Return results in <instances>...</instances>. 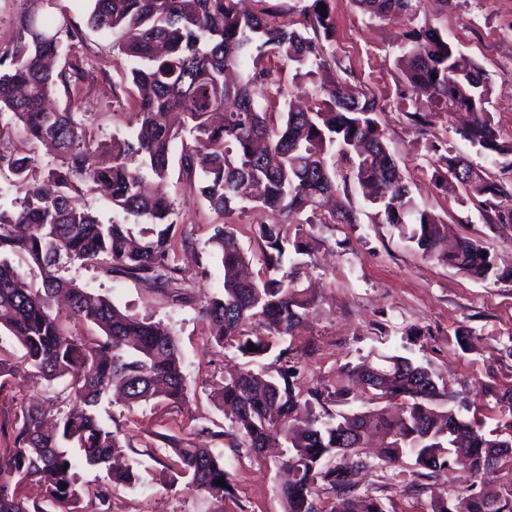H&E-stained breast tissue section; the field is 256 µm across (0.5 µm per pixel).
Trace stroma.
<instances>
[{
	"label": "stroma",
	"instance_id": "1",
	"mask_svg": "<svg viewBox=\"0 0 512 512\" xmlns=\"http://www.w3.org/2000/svg\"><path fill=\"white\" fill-rule=\"evenodd\" d=\"M330 7L336 58L364 87L385 97L387 109L378 120L417 204L447 223L449 236L475 238L500 266L512 267V227L491 222L474 207L460 206L457 191L436 186L426 138H439L490 172L495 169L491 158L455 134L458 117L441 114L423 135L399 107L402 86L394 60L407 22L370 17L354 0H331ZM41 8L56 20L83 28L85 34L65 59L83 69L82 88L71 96L57 91L53 105L83 114L96 140L108 142L126 134L136 91L126 78L118 38L89 28L87 13L77 0H43ZM420 17L439 27L488 72L497 129L502 141L512 142V0H458L449 7L439 0H424ZM165 192L176 210V233H190L194 240L193 250L179 256L188 278L182 300L96 265L68 271L80 286L105 295L121 310L175 331L189 385L186 400L175 406L129 408L102 398L97 416L128 432L126 454L141 482L133 488L110 487L100 512H284L285 474L276 452L256 457L247 448L231 447L225 437L233 426L211 394L228 373L243 367L245 359L235 347L214 346L199 313L221 280V267L208 243L214 224L235 225L241 249L255 263L262 244L250 227L272 223L274 216L251 207L218 216L207 201L188 191L175 165ZM350 202L357 223L307 227L314 244L307 262L316 303L295 337L282 341L294 351L299 384L335 390L345 364L392 352L429 365L449 393L485 409L488 426H495L498 412L489 391L512 388V280L478 281L426 259L397 228L374 223L373 210L359 189H351ZM412 327L421 328V335H409ZM459 329L472 330L470 350L458 346ZM0 357L15 367L12 376L0 379V425L13 422L33 403L51 412L62 409L57 397L61 382L50 383L34 374L24 363L20 346L3 330ZM202 426L207 429L203 435L198 432ZM170 439L200 441L221 455L231 474V495L218 501L185 481H173L162 465ZM356 480L361 490L381 498L387 512L429 508L428 481L409 468L376 459Z\"/></svg>",
	"mask_w": 512,
	"mask_h": 512
}]
</instances>
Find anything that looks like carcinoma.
Listing matches in <instances>:
<instances>
[{
  "instance_id": "obj_1",
  "label": "carcinoma",
  "mask_w": 512,
  "mask_h": 512,
  "mask_svg": "<svg viewBox=\"0 0 512 512\" xmlns=\"http://www.w3.org/2000/svg\"><path fill=\"white\" fill-rule=\"evenodd\" d=\"M17 18L12 45L0 51V118L25 134L27 141L50 144L60 161L39 169L33 156L5 138L0 127V174L15 208L0 206V328L24 351L34 373L49 381L64 378L73 406L57 426L43 428L35 407L22 410L12 427L14 448L8 471H0V512H46L29 505L21 489L36 479L48 501L75 505L88 497L104 500L100 489L78 481L84 465L105 470L113 485L140 483L129 463L122 431L102 423L96 408L112 386L127 405L178 404L188 393L183 355L175 334L160 322L116 307L103 295L65 275L75 264L100 260L107 271L137 279L153 288L178 293L185 285L176 244L174 205L147 184L166 180L181 129L169 115L181 116L192 143H181L179 167L185 185L208 201L219 215L248 203L279 215L271 224H255L262 266L257 276L241 274L248 257L232 224H216L209 238L222 268L218 292L204 301L201 318L214 326V341L236 345L249 362L269 352L273 339L295 336L315 298L304 287L307 267L285 266V254H310L302 225L290 217L307 213L308 224H355L351 206L329 209L325 201L349 195L354 183L370 190L374 218L392 224L422 256L485 281L512 278L478 241L460 237L448 247L446 224L419 209L407 180L390 152L376 114L385 98L337 73L332 49L335 23L330 0H305L300 19L277 20L264 7L245 13L239 0H87L88 24L107 36H120L128 73L136 88L135 125L108 146H93L83 120L74 112L46 106L55 87L70 91L84 72L69 65L54 72L48 62L65 56L82 31L41 16L30 0ZM374 18L403 17L413 24L396 58L405 87L407 111L422 128L440 113H466L459 135L493 158L499 175L478 168L468 157L433 141V176L443 185H460L479 211L496 223L512 224V144L501 141L485 70L458 50L439 28L416 23L422 0H353ZM274 57L295 69L297 91L309 104L277 109L285 97L280 79L262 66ZM102 187L124 222L103 223L82 202L88 189ZM131 224H142L134 235ZM18 258L38 269L41 284L14 264ZM65 295L71 313L101 330L97 339L74 333L54 311ZM256 350H248V345ZM273 377L251 368L224 379L215 398L232 410V447L260 454L284 441L283 466L291 480L282 490L285 512H386L380 498L357 491L354 476L370 467L359 453L377 432L384 441L380 460L398 464L408 458L416 474L438 478L462 458L467 462L456 495L430 490L431 512H512V484L498 495L473 492L475 479L491 460L512 457V421L484 431L477 416L456 409L455 396L429 367L396 354L380 355L383 389L366 379V365H347L334 391L303 389L296 382L289 348ZM367 407L333 415L327 404L353 393ZM400 406L389 415L372 404ZM166 468L197 490L219 500L230 493V473L212 449L177 443ZM223 480L225 485L217 484ZM323 484L334 493L328 506L318 498Z\"/></svg>"
}]
</instances>
